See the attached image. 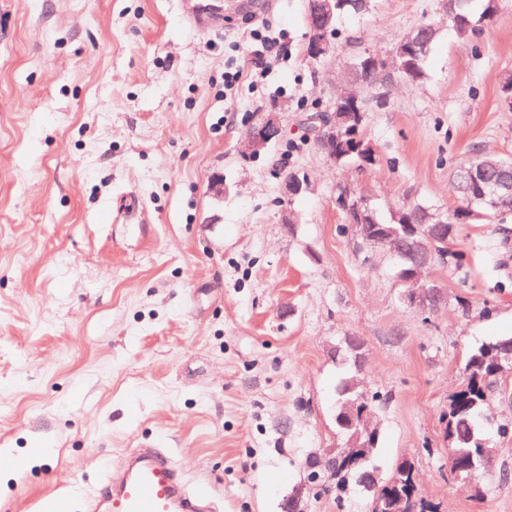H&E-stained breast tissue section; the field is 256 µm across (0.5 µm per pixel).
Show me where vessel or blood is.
I'll return each instance as SVG.
<instances>
[{
    "label": "vessel or blood",
    "mask_w": 512,
    "mask_h": 512,
    "mask_svg": "<svg viewBox=\"0 0 512 512\" xmlns=\"http://www.w3.org/2000/svg\"><path fill=\"white\" fill-rule=\"evenodd\" d=\"M85 500L86 512H206L202 492L189 489L171 455L157 445L131 451Z\"/></svg>",
    "instance_id": "vessel-or-blood-1"
}]
</instances>
